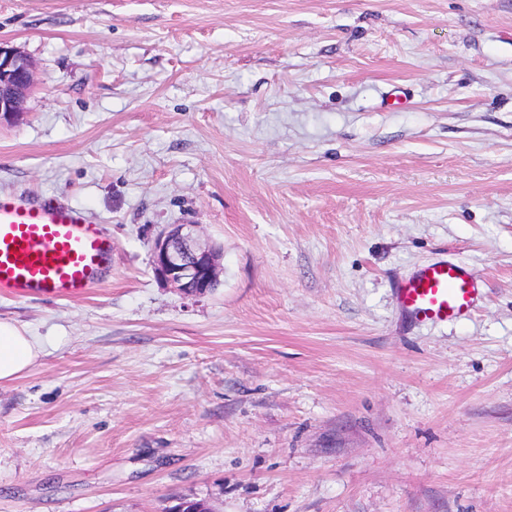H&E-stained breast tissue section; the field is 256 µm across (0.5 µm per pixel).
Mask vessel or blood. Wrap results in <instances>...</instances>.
<instances>
[{"label":"vessel or blood","mask_w":512,"mask_h":512,"mask_svg":"<svg viewBox=\"0 0 512 512\" xmlns=\"http://www.w3.org/2000/svg\"><path fill=\"white\" fill-rule=\"evenodd\" d=\"M112 267V239L81 210L0 196V291L17 298L78 299ZM394 295L419 324L471 317L483 282L464 262L438 259L399 282Z\"/></svg>","instance_id":"1"}]
</instances>
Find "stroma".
Here are the masks:
<instances>
[{"label":"stroma","mask_w":512,"mask_h":512,"mask_svg":"<svg viewBox=\"0 0 512 512\" xmlns=\"http://www.w3.org/2000/svg\"><path fill=\"white\" fill-rule=\"evenodd\" d=\"M35 64L0 195L113 244L78 300L0 294V512H512V0H0ZM400 102L387 104V93ZM195 224L221 282L153 269ZM458 258L470 319L393 286ZM43 352L38 337L12 321L0 320V382L20 377Z\"/></svg>","instance_id":"obj_1"}]
</instances>
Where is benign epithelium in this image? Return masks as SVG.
<instances>
[{"label": "benign epithelium", "instance_id": "1", "mask_svg": "<svg viewBox=\"0 0 512 512\" xmlns=\"http://www.w3.org/2000/svg\"><path fill=\"white\" fill-rule=\"evenodd\" d=\"M32 61L18 48L0 42V118L17 117L34 85ZM220 254L203 244L197 224H171L155 242V273L179 291L192 296L209 293L222 273Z\"/></svg>", "mask_w": 512, "mask_h": 512}]
</instances>
